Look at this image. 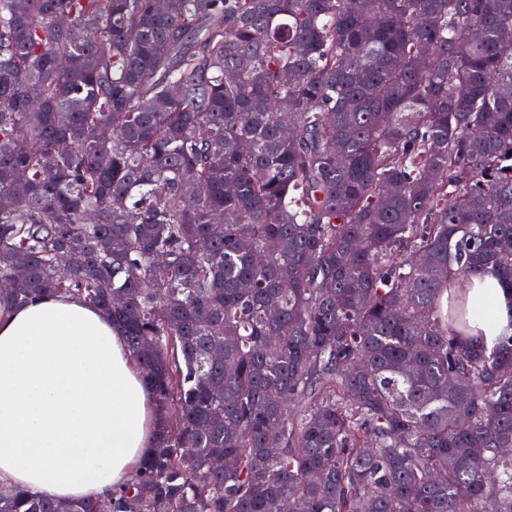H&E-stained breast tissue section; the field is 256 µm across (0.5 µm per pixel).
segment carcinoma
<instances>
[{
	"label": "carcinoma",
	"mask_w": 512,
	"mask_h": 512,
	"mask_svg": "<svg viewBox=\"0 0 512 512\" xmlns=\"http://www.w3.org/2000/svg\"><path fill=\"white\" fill-rule=\"evenodd\" d=\"M508 30L512 0H0V296L100 309L162 414L112 512H512V337L448 296L512 290ZM468 299L469 329L473 344L492 349L501 336L512 334L511 291L492 277H472L462 291Z\"/></svg>",
	"instance_id": "carcinoma-1"
}]
</instances>
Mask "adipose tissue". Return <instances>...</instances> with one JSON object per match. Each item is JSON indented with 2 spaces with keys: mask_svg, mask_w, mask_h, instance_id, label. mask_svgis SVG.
Wrapping results in <instances>:
<instances>
[{
  "mask_svg": "<svg viewBox=\"0 0 512 512\" xmlns=\"http://www.w3.org/2000/svg\"><path fill=\"white\" fill-rule=\"evenodd\" d=\"M467 334H512V290L466 280ZM160 410L120 329L75 295L0 303V483L62 502L107 500L153 448Z\"/></svg>",
  "mask_w": 512,
  "mask_h": 512,
  "instance_id": "ef3b65f1",
  "label": "adipose tissue"
}]
</instances>
